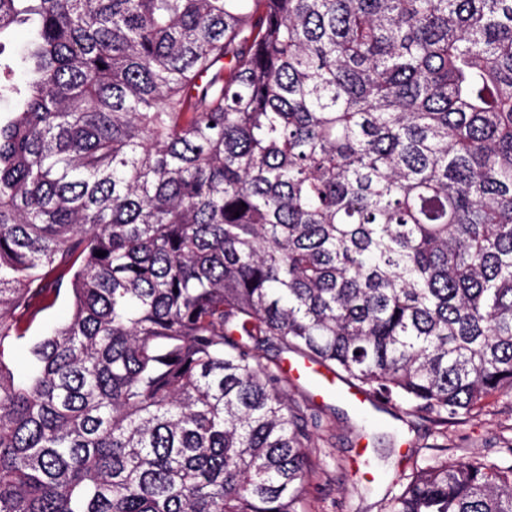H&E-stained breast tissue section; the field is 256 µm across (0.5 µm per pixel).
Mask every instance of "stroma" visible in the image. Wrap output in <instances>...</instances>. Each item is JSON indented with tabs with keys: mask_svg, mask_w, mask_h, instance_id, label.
<instances>
[{
	"mask_svg": "<svg viewBox=\"0 0 512 512\" xmlns=\"http://www.w3.org/2000/svg\"><path fill=\"white\" fill-rule=\"evenodd\" d=\"M287 391L313 435L307 512H380L387 491L441 451L493 458L512 440L507 398H488L471 415L443 423L406 403L358 413L341 398L313 397L304 384L289 383Z\"/></svg>",
	"mask_w": 512,
	"mask_h": 512,
	"instance_id": "obj_1",
	"label": "stroma"
}]
</instances>
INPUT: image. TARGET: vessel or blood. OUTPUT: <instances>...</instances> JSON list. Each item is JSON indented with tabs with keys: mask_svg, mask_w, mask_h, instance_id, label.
I'll return each mask as SVG.
<instances>
[{
	"mask_svg": "<svg viewBox=\"0 0 512 512\" xmlns=\"http://www.w3.org/2000/svg\"><path fill=\"white\" fill-rule=\"evenodd\" d=\"M283 369L289 379L310 382L318 397H343L358 412L367 410L373 404L372 397L365 390L350 384L333 369L315 364L307 358L299 356L286 359Z\"/></svg>",
	"mask_w": 512,
	"mask_h": 512,
	"instance_id": "vessel-or-blood-1",
	"label": "vessel or blood"
}]
</instances>
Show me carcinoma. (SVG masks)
Wrapping results in <instances>:
<instances>
[{"instance_id":"obj_1","label":"carcinoma","mask_w":512,"mask_h":512,"mask_svg":"<svg viewBox=\"0 0 512 512\" xmlns=\"http://www.w3.org/2000/svg\"><path fill=\"white\" fill-rule=\"evenodd\" d=\"M18 24L0 512H305L266 347L443 422L512 399V0H0ZM383 512H512V441ZM69 316V306L63 298H60L52 308L37 318L28 335L39 336L50 330L54 325L66 321Z\"/></svg>"}]
</instances>
